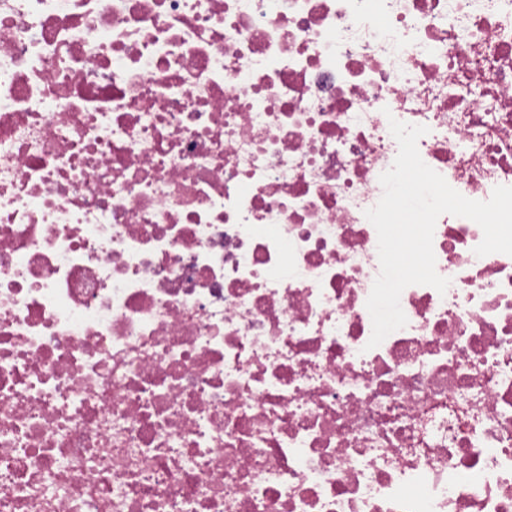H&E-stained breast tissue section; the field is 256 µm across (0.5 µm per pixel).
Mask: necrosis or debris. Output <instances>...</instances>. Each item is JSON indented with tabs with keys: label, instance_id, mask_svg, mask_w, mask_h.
Here are the masks:
<instances>
[{
	"label": "necrosis or debris",
	"instance_id": "1",
	"mask_svg": "<svg viewBox=\"0 0 512 512\" xmlns=\"http://www.w3.org/2000/svg\"><path fill=\"white\" fill-rule=\"evenodd\" d=\"M393 119L512 186V0H0V512H512V256L368 345Z\"/></svg>",
	"mask_w": 512,
	"mask_h": 512
}]
</instances>
